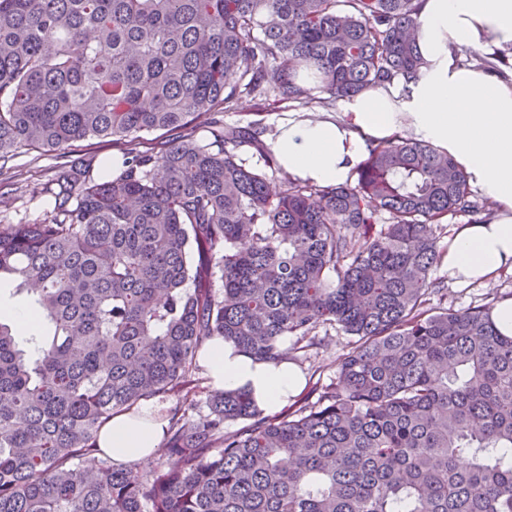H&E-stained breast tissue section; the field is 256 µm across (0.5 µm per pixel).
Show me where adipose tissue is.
<instances>
[{"instance_id": "adipose-tissue-1", "label": "adipose tissue", "mask_w": 512, "mask_h": 512, "mask_svg": "<svg viewBox=\"0 0 512 512\" xmlns=\"http://www.w3.org/2000/svg\"><path fill=\"white\" fill-rule=\"evenodd\" d=\"M425 61L408 87H379L343 100L339 122L291 115L277 126L272 148L288 173L320 185L345 182L369 145L409 127L416 137L447 151L470 184L495 202L482 224L457 228L441 265L449 279L481 283L512 273V73L491 74L460 65L470 49L512 51V0H423L417 31ZM200 363L218 390H246L257 407L287 405L304 386L301 373L284 361H258L215 337ZM149 408L115 415L98 446L113 460L153 458L163 429Z\"/></svg>"}]
</instances>
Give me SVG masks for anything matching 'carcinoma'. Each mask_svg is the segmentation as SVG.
Returning a JSON list of instances; mask_svg holds the SVG:
<instances>
[{"mask_svg":"<svg viewBox=\"0 0 512 512\" xmlns=\"http://www.w3.org/2000/svg\"><path fill=\"white\" fill-rule=\"evenodd\" d=\"M421 2L0 0V162L58 159L50 218L0 227V279L34 301L26 341L0 321V512H512V336L432 277L448 216L485 222L454 159L398 135L322 186L254 123L193 133L245 99L407 85ZM91 139L121 166L93 175ZM322 326L352 340L316 400L215 390L170 412V463L85 464L115 415L188 399L206 341L278 363ZM75 147L80 151L78 154H86L92 157L97 163L103 159L121 160L122 153L119 146L112 145L109 140H88L76 143Z\"/></svg>","mask_w":512,"mask_h":512,"instance_id":"1","label":"carcinoma"}]
</instances>
